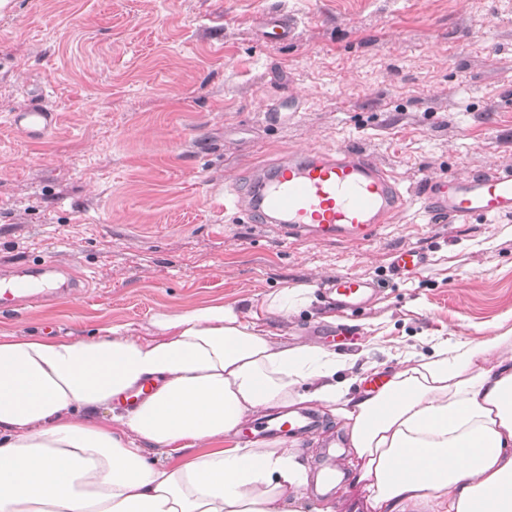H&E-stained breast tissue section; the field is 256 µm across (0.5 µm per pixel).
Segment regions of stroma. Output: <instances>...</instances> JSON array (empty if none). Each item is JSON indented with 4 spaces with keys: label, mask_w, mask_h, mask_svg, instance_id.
Masks as SVG:
<instances>
[{
    "label": "stroma",
    "mask_w": 512,
    "mask_h": 512,
    "mask_svg": "<svg viewBox=\"0 0 512 512\" xmlns=\"http://www.w3.org/2000/svg\"><path fill=\"white\" fill-rule=\"evenodd\" d=\"M295 21L264 40L265 15ZM43 105L32 144L11 113ZM355 144L409 191L438 175L512 171V0H11L0 11V273L64 266L43 301L0 311V333L150 330L159 306L270 292L340 273L376 294L340 333L322 300L269 316L289 343L391 368L437 337L512 329V215L466 224L397 213L366 243L291 241L245 224L224 190L281 153ZM490 240L491 250L479 249ZM416 247L426 267L389 271ZM296 438L309 470L346 435L329 415Z\"/></svg>",
    "instance_id": "obj_1"
}]
</instances>
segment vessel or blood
<instances>
[{"instance_id":"obj_1","label":"vessel or blood","mask_w":512,"mask_h":512,"mask_svg":"<svg viewBox=\"0 0 512 512\" xmlns=\"http://www.w3.org/2000/svg\"><path fill=\"white\" fill-rule=\"evenodd\" d=\"M53 112L38 106L12 113L10 122L22 138L37 142L52 129ZM225 203L250 224H273L289 237L304 240L367 242L387 217L409 205L426 215L468 223L512 215V172L448 175L428 178L416 194L403 190L398 180L352 146L333 151L303 150L276 163L258 167L240 187L229 186ZM426 254L417 248L395 252L391 269L412 274L423 268ZM53 260H40L11 273L9 304L33 302L43 292L36 278L57 273ZM370 281L342 273L322 296L326 302L353 313L360 312L371 296ZM311 415L261 421L256 431L297 436L311 431Z\"/></svg>"}]
</instances>
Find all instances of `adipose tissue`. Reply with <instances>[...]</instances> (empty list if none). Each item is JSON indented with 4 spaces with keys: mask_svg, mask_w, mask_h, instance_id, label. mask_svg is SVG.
Instances as JSON below:
<instances>
[{
    "mask_svg": "<svg viewBox=\"0 0 512 512\" xmlns=\"http://www.w3.org/2000/svg\"><path fill=\"white\" fill-rule=\"evenodd\" d=\"M312 302L301 284L247 313L163 306L146 335L1 334L0 512H307L293 442L239 438L303 403L346 429L365 512H512V336L438 340L356 393L352 357L260 325Z\"/></svg>",
    "mask_w": 512,
    "mask_h": 512,
    "instance_id": "1",
    "label": "adipose tissue"
}]
</instances>
